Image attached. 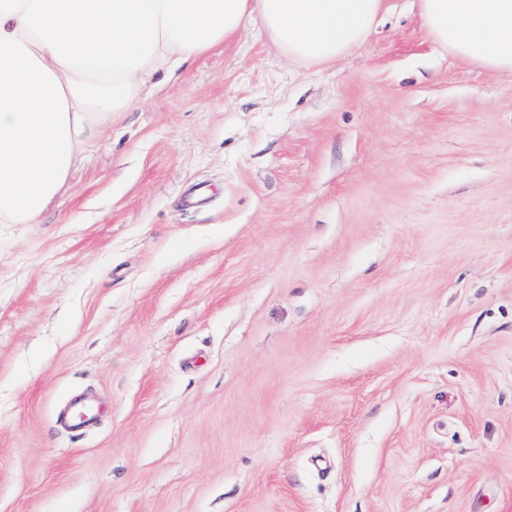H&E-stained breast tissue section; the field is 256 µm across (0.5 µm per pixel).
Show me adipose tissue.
Returning a JSON list of instances; mask_svg holds the SVG:
<instances>
[{"mask_svg": "<svg viewBox=\"0 0 512 512\" xmlns=\"http://www.w3.org/2000/svg\"><path fill=\"white\" fill-rule=\"evenodd\" d=\"M386 0H0V224H35L83 148L160 71L260 16L289 59L335 62L365 43ZM430 37L512 73V0H419Z\"/></svg>", "mask_w": 512, "mask_h": 512, "instance_id": "adipose-tissue-1", "label": "adipose tissue"}]
</instances>
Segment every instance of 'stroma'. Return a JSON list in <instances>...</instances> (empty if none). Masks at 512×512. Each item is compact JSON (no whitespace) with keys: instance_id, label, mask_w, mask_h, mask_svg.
<instances>
[{"instance_id":"35a3bbf8","label":"stroma","mask_w":512,"mask_h":512,"mask_svg":"<svg viewBox=\"0 0 512 512\" xmlns=\"http://www.w3.org/2000/svg\"><path fill=\"white\" fill-rule=\"evenodd\" d=\"M388 7L247 18L0 224V512H512V75Z\"/></svg>"}]
</instances>
